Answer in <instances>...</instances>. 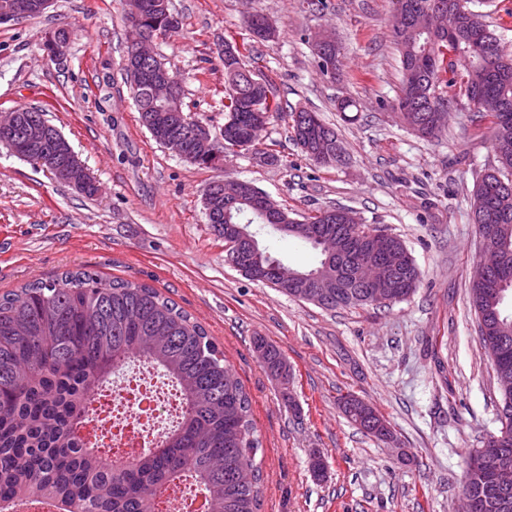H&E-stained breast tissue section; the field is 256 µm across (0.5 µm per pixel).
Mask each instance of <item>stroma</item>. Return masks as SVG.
Wrapping results in <instances>:
<instances>
[{"label":"stroma","mask_w":512,"mask_h":512,"mask_svg":"<svg viewBox=\"0 0 512 512\" xmlns=\"http://www.w3.org/2000/svg\"><path fill=\"white\" fill-rule=\"evenodd\" d=\"M177 33L154 41L184 80L183 107L211 134L224 126L225 39L258 54L284 116L259 147L229 154L228 177L251 181L295 218L341 206L400 236L422 273L408 300L327 310L255 282L227 259L202 191L216 171L186 162L143 126L125 71L127 0H54L42 15L0 25V112L39 107L94 177L88 197L0 146V293L88 268L158 288L212 336L242 380L262 436L261 512H462L465 460L499 433L500 389L483 354L469 280L481 258L470 218L492 131L454 112L425 141L392 116L400 89L392 0H170ZM278 30L253 39L247 20ZM332 29L342 66L321 72L308 39ZM66 30L64 58L45 43ZM353 100L347 112L341 99ZM318 112L345 161L314 165L291 138L290 113ZM261 336L288 361L289 408L254 351ZM368 401L392 426L381 441L339 399ZM325 470L314 476L311 461Z\"/></svg>","instance_id":"stroma-1"}]
</instances>
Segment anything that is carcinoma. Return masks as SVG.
I'll return each instance as SVG.
<instances>
[{
	"label": "carcinoma",
	"instance_id": "cac0c4a2",
	"mask_svg": "<svg viewBox=\"0 0 512 512\" xmlns=\"http://www.w3.org/2000/svg\"><path fill=\"white\" fill-rule=\"evenodd\" d=\"M443 4L454 32L453 50L468 58V66L448 65V44L393 21L392 38L400 52L402 84L391 105L411 112L413 132L425 139L443 135L440 121L451 111L471 113V121L487 122L493 130L495 165L476 178L473 205L485 201L498 225L495 249L500 276L479 262L470 295L482 348L495 372L512 374V314L504 311L512 293V193L502 195L498 179L512 183V56L490 28L486 15L471 10L467 0H394V13L408 8L431 14ZM233 53L224 55L223 152L235 150L249 134L253 111H280L267 80L254 76L246 55L233 41L224 40ZM431 60L430 70L417 78L410 64L418 57ZM134 101L143 126L154 140L182 135L169 112L183 102L155 104L142 87ZM43 115L37 107L17 113L15 142L25 160L40 163L47 157L67 163L69 149L61 148L57 131L48 129L35 140L27 130ZM295 125L314 123L320 135L336 137L335 130L314 111L299 110ZM216 219L208 223L218 234L226 224H256L254 262L268 270L293 266L271 255L259 240L261 230L279 229L246 203L230 204L226 194L209 197ZM349 209L333 207L303 218L306 224L329 225L340 240L356 232L347 223ZM407 263L385 300L375 302L348 273L341 287L332 289L326 309L364 305L386 306L411 297L421 272L404 241L391 237ZM264 368L279 378L288 362L272 343ZM146 360L161 370L179 393L177 424L145 454L120 466H111L99 450L80 447L75 432L86 416L93 391L133 361ZM214 339L174 300L147 284L115 279L80 269L52 279L35 281L0 295V512L26 504L49 502L62 512H156L157 497L179 482L189 481L206 496L207 512H259L262 505L261 439L254 424L250 397ZM471 491L474 512H512V500H503L487 471H466L463 491Z\"/></svg>",
	"mask_w": 512,
	"mask_h": 512
}]
</instances>
